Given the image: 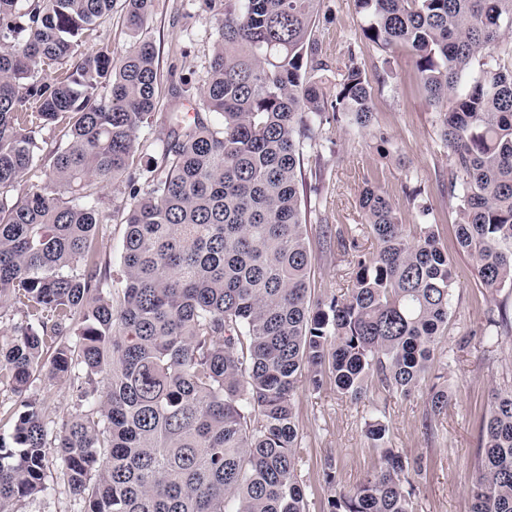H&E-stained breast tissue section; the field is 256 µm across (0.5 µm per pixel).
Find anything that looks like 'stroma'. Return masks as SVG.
Instances as JSON below:
<instances>
[{
	"instance_id": "stroma-1",
	"label": "stroma",
	"mask_w": 512,
	"mask_h": 512,
	"mask_svg": "<svg viewBox=\"0 0 512 512\" xmlns=\"http://www.w3.org/2000/svg\"><path fill=\"white\" fill-rule=\"evenodd\" d=\"M218 14L204 0H154L145 36L157 53L160 74L157 106L139 134L138 169L159 160L171 133L169 114L197 104L216 37ZM364 21L353 0H320L311 37L327 69L310 72L325 90L334 86L333 66L352 61L365 73L371 90L378 143L347 121L325 125L317 146H304L305 167H321L323 177L302 200L310 245L311 297L342 294L349 284L348 257L337 232L360 223L358 197L365 185L380 187L405 223L415 221L408 199L418 186L431 208L437 232L458 274L450 303L448 329L441 336L433 366L408 396L379 377L365 395H340L333 378L320 388L300 382L294 411L301 437L297 475L305 491L307 512H326L335 492L359 486L380 461L383 450L365 436V424L379 417L388 428L385 448H392L421 470L413 475V512H471L470 484L479 456L483 420L492 390L512 388V288L492 293L477 279L466 254L456 249L458 198L448 181L452 157L436 133V112L422 92L405 49L383 50L362 34ZM108 45L121 54L131 44L122 0L84 37L83 50ZM98 207L104 215L99 243L119 268L130 203L127 178L102 186ZM448 389V406L431 415L427 398L434 388ZM50 415L77 410L69 384L41 380L30 392Z\"/></svg>"
}]
</instances>
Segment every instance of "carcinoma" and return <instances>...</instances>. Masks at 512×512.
<instances>
[{
	"label": "carcinoma",
	"instance_id": "obj_1",
	"mask_svg": "<svg viewBox=\"0 0 512 512\" xmlns=\"http://www.w3.org/2000/svg\"><path fill=\"white\" fill-rule=\"evenodd\" d=\"M124 2L134 43L116 59L108 47L79 51L115 0H0V318L6 307L21 315L0 336V384L20 398L0 419L13 443L4 453L0 437V512L59 481L79 512H306L298 383L318 389L327 370L353 399L375 374L411 392L448 326L456 271L421 190L405 224L368 184L361 223L340 240L351 284L311 302L304 140L316 119L372 132L369 83L353 62L336 68L332 95L307 79L319 0H223L200 111L175 118L144 183L129 178L113 287L96 188L133 167L159 90L142 37L153 0ZM355 4L366 39L410 52L436 110L462 174L458 248L485 288H511L512 54L464 77L512 30V0ZM52 126L67 145L47 152ZM46 166L47 184L17 190ZM42 377L76 386L79 409L49 418L26 397ZM428 404L443 413L448 391ZM386 435L379 419L366 424L371 441ZM481 449L471 512H512V390L492 394ZM413 469L388 450L327 512H413Z\"/></svg>",
	"mask_w": 512,
	"mask_h": 512
}]
</instances>
